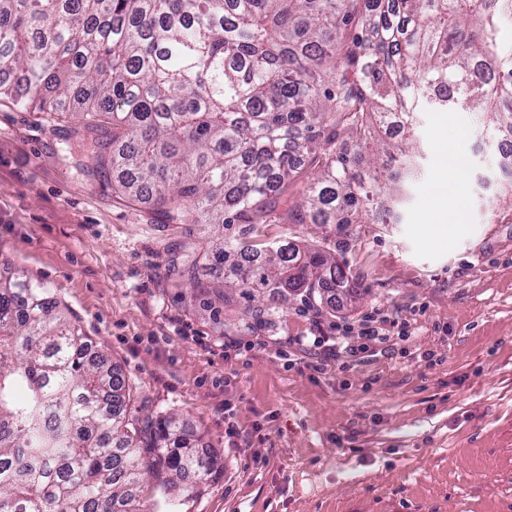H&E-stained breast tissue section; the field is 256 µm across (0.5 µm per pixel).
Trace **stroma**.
<instances>
[{
    "label": "stroma",
    "mask_w": 512,
    "mask_h": 512,
    "mask_svg": "<svg viewBox=\"0 0 512 512\" xmlns=\"http://www.w3.org/2000/svg\"><path fill=\"white\" fill-rule=\"evenodd\" d=\"M79 118L0 99V272L43 282L151 412L216 462L177 512H512V201L473 112H417L393 224H264L322 249L359 294L311 303L210 287L186 250L241 225L183 224L75 147ZM462 156L460 194L431 187ZM385 343L337 352L366 318Z\"/></svg>",
    "instance_id": "obj_1"
}]
</instances>
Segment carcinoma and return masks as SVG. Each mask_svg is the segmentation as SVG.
Returning a JSON list of instances; mask_svg holds the SVG:
<instances>
[{
  "label": "carcinoma",
  "mask_w": 512,
  "mask_h": 512,
  "mask_svg": "<svg viewBox=\"0 0 512 512\" xmlns=\"http://www.w3.org/2000/svg\"><path fill=\"white\" fill-rule=\"evenodd\" d=\"M0 96L112 121L79 136L131 196L186 224H247L224 284L311 296L358 284L336 256L260 224L396 220L423 104L512 138V0H0ZM310 169L288 207V182ZM44 284L0 273V512H154L212 460L135 388Z\"/></svg>",
  "instance_id": "carcinoma-1"
}]
</instances>
